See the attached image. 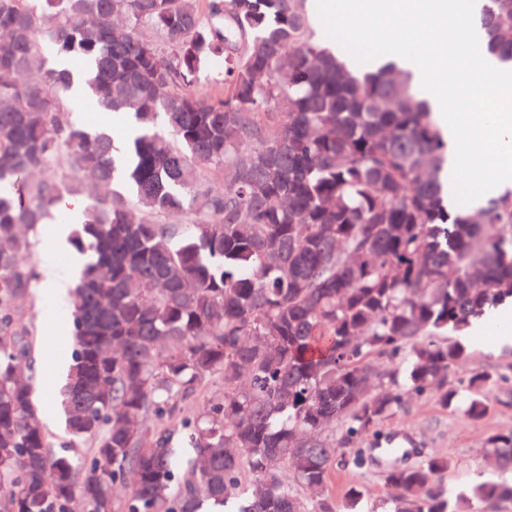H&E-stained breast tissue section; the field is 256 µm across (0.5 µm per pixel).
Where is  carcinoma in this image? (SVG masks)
I'll return each instance as SVG.
<instances>
[{"label":"carcinoma","instance_id":"obj_1","mask_svg":"<svg viewBox=\"0 0 512 512\" xmlns=\"http://www.w3.org/2000/svg\"><path fill=\"white\" fill-rule=\"evenodd\" d=\"M490 52L512 65V0H485ZM78 55L112 134L63 118ZM224 57V92L197 90ZM447 144L411 77L351 73L307 0H0V512H336L341 449L410 397L509 381L453 376L443 338L512 300V192L448 211ZM98 194L73 244L72 348L61 409L92 440L82 470L37 423L20 377L33 316L29 234ZM220 384L203 414L181 409ZM194 455L177 460L175 445ZM512 474V432L487 437ZM452 462L382 475L381 512H483L512 481L450 497ZM134 478L121 500L114 489Z\"/></svg>","mask_w":512,"mask_h":512}]
</instances>
